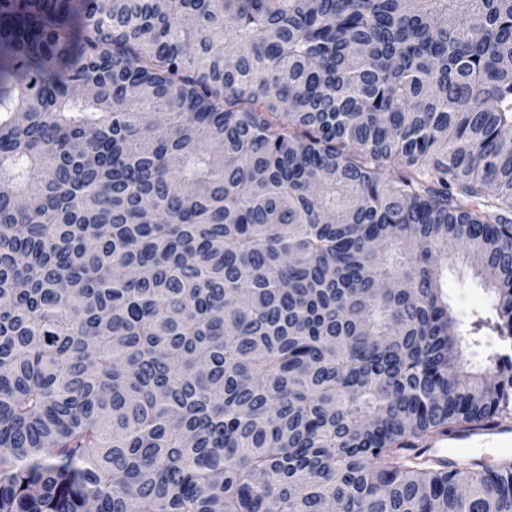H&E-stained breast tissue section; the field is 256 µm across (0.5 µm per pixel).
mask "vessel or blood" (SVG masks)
Masks as SVG:
<instances>
[{
	"mask_svg": "<svg viewBox=\"0 0 512 512\" xmlns=\"http://www.w3.org/2000/svg\"><path fill=\"white\" fill-rule=\"evenodd\" d=\"M512 446V423L492 420L474 429H462L449 434L441 433L425 444L428 455L445 461H455L464 456L470 461L480 459L485 448H508Z\"/></svg>",
	"mask_w": 512,
	"mask_h": 512,
	"instance_id": "b4317fda",
	"label": "vessel or blood"
}]
</instances>
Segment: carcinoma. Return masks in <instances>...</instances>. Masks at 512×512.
Returning <instances> with one entry per match:
<instances>
[{
    "mask_svg": "<svg viewBox=\"0 0 512 512\" xmlns=\"http://www.w3.org/2000/svg\"><path fill=\"white\" fill-rule=\"evenodd\" d=\"M509 344L512 0H0V512H512ZM441 263L448 304L461 321V329L466 330L473 315H483L492 305L490 293L469 264L449 258L442 259ZM511 446L512 423L504 420H492L479 428L438 434L427 441L425 447L421 449H425L428 455L445 461L455 462L456 458L462 455L469 458L471 462L482 464L479 454L483 448H486L481 455L489 464H493L497 460H501L506 453L510 457V449L506 453L501 449Z\"/></svg>",
    "mask_w": 512,
    "mask_h": 512,
    "instance_id": "carcinoma-1",
    "label": "carcinoma"
}]
</instances>
